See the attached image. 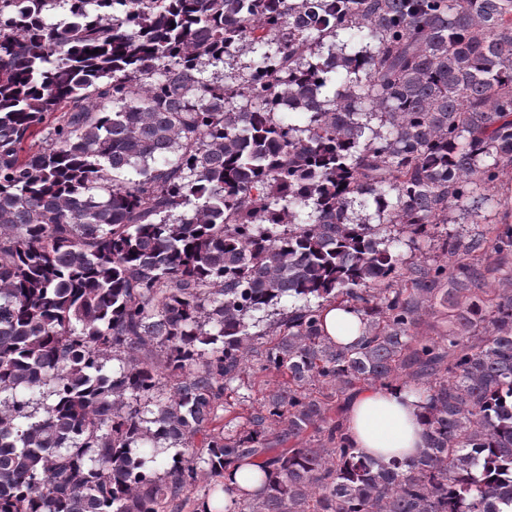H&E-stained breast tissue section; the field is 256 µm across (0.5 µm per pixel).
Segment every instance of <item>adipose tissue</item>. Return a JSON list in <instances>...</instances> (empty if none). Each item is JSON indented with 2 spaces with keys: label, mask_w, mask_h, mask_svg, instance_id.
I'll use <instances>...</instances> for the list:
<instances>
[{
  "label": "adipose tissue",
  "mask_w": 512,
  "mask_h": 512,
  "mask_svg": "<svg viewBox=\"0 0 512 512\" xmlns=\"http://www.w3.org/2000/svg\"><path fill=\"white\" fill-rule=\"evenodd\" d=\"M321 321L337 342L349 344L362 336L361 317L348 306H326ZM346 428L365 455L385 462L412 458L425 443L422 397L410 388L361 390L347 407Z\"/></svg>",
  "instance_id": "obj_1"
}]
</instances>
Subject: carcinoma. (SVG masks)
Wrapping results in <instances>:
<instances>
[{"label":"carcinoma","mask_w":512,"mask_h":512,"mask_svg":"<svg viewBox=\"0 0 512 512\" xmlns=\"http://www.w3.org/2000/svg\"><path fill=\"white\" fill-rule=\"evenodd\" d=\"M509 172L512 0H0V512H512V224L434 265L379 232ZM377 386L424 397L412 459L346 434ZM361 316L349 306L331 304L321 312L325 333L339 343L349 344L362 337ZM439 311V308L427 310L418 328L419 335L444 336L446 334L448 322L445 321L444 316ZM256 360L251 362V368L242 376L241 381L233 383V387L240 385L235 393L228 397L236 412H246L252 405L258 406L263 401L265 392L276 386L279 376L275 371H261Z\"/></svg>","instance_id":"obj_1"}]
</instances>
